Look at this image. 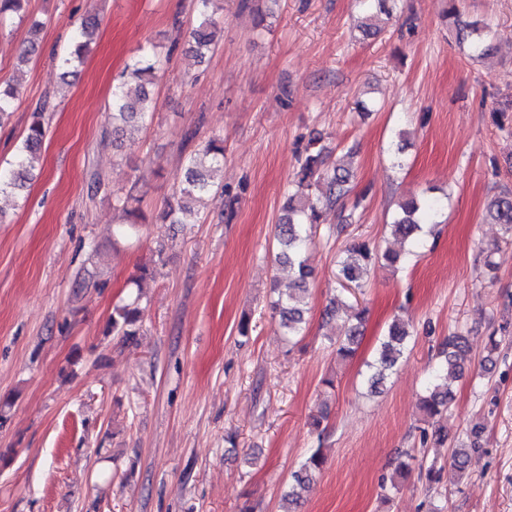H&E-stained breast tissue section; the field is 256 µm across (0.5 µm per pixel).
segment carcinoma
<instances>
[{"label":"carcinoma","mask_w":512,"mask_h":512,"mask_svg":"<svg viewBox=\"0 0 512 512\" xmlns=\"http://www.w3.org/2000/svg\"><path fill=\"white\" fill-rule=\"evenodd\" d=\"M27 0H0V26L8 19L16 18L28 24L29 53L36 52L37 36L42 23L25 13ZM196 23L187 32L190 49L199 59H204L216 46L214 18L217 0H193ZM99 25L96 15L87 14L75 32L73 45L59 58L58 66L64 72L82 61L95 31ZM463 40L474 55L482 58L489 54L490 42L495 37L492 28L481 21H472L462 27ZM156 77V63L153 57L143 55L133 59L126 67L125 79L112 88L109 105V118L112 120V147H120V137L129 126H143L153 116L156 106L151 85ZM19 91L15 85L0 89V123L13 111ZM48 110V104L37 106L31 115L28 133L24 138L11 167L0 170V194L8 192L22 194L27 184L34 177V170L39 161L45 127L42 114ZM320 134L310 137L304 147L305 157L295 176V192L289 197L277 225L278 252L276 259L293 268L295 274L294 291L277 292L276 298L269 301L270 309L278 313L288 338L301 335L305 324L303 294L309 290L312 272L306 264L304 253L313 241L315 226L336 218V231L341 232L345 226L353 223L354 212L345 211L344 199L351 193L352 174L342 164L331 168L324 167L326 147L322 145ZM224 167V136L214 135L203 147L190 154L184 166L183 175L174 194L173 203L169 204L166 217L173 224H185L192 214L190 203L196 198L227 192L222 182L213 177V173ZM442 210L440 200L433 197L411 195L398 205L393 215L391 230L400 240H408L413 247L423 243L422 234L425 227L436 223ZM487 219L492 224L501 226L503 234L512 239V192H504L489 203ZM384 257L392 266L400 264L404 256L399 251L388 250L379 254L366 241L353 242L339 261V276L344 288H360L364 276L373 260ZM366 309L354 312L356 324L343 333L328 337L329 344L336 349V355L347 359L355 354L359 345L361 327ZM141 310L132 304L117 306L112 311L109 329L112 334L130 340L139 334ZM411 340L409 321L397 317L388 326L381 339L372 361L367 364L365 383L372 394L383 391L385 383L405 358ZM441 360L432 368L425 384V394L421 398V409L425 416L433 419L446 412L452 401L448 390V379L460 377L465 368L471 364L469 358L468 338L454 333L442 343ZM485 425H474L468 436V442L453 446L448 459V480L463 477L474 459L479 455ZM325 458L320 450H315L291 475L288 488L280 498L282 512H295L298 504V490L302 489L320 473Z\"/></svg>","instance_id":"1"}]
</instances>
